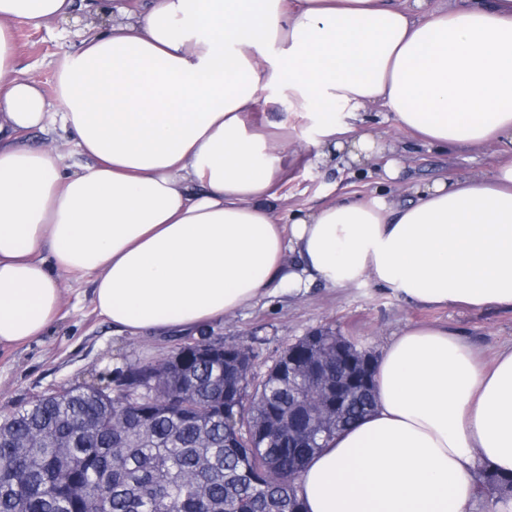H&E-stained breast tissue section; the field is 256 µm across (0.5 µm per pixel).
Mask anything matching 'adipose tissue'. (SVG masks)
I'll list each match as a JSON object with an SVG mask.
<instances>
[{
    "label": "adipose tissue",
    "instance_id": "obj_1",
    "mask_svg": "<svg viewBox=\"0 0 512 512\" xmlns=\"http://www.w3.org/2000/svg\"><path fill=\"white\" fill-rule=\"evenodd\" d=\"M85 7L114 22L65 52L50 112L15 64L13 25L67 17L74 0H0V345L48 332L65 275L90 277L95 311L133 333L209 330L278 279L367 278L423 307L512 308V157L398 208L344 199L285 226L288 143L258 114L264 89L287 87L289 109L314 111L320 163L385 152L336 122L374 107L432 145L512 149V0ZM33 130L63 134L80 163L29 145ZM374 384L373 412L301 471L305 512H471L479 473L512 477V346L487 366L447 328L407 327Z\"/></svg>",
    "mask_w": 512,
    "mask_h": 512
}]
</instances>
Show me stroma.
I'll list each match as a JSON object with an SVG mask.
<instances>
[{
	"label": "stroma",
	"mask_w": 512,
	"mask_h": 512,
	"mask_svg": "<svg viewBox=\"0 0 512 512\" xmlns=\"http://www.w3.org/2000/svg\"><path fill=\"white\" fill-rule=\"evenodd\" d=\"M87 20L83 0H76L68 18L54 19L37 28L25 23L14 26L16 62L39 83L51 111L60 109L56 98L59 59L86 34ZM266 110L271 119L285 121L289 150L310 146L314 138L311 119L289 112L288 100L280 89L271 90ZM338 120L358 132L367 128L378 131L386 143L384 157L360 168L341 159L327 167L311 166L303 159L290 162L275 208L280 221H287L297 211L347 198L381 195L389 205L402 206L415 200L416 188L425 183L462 173H491L503 151L499 145L441 148L428 144L396 130L387 113L374 108L363 112L361 120L353 121L343 114ZM388 157L400 161L393 179L387 178L382 169ZM63 288V308L46 335L0 347V416L53 390L109 384L127 364L160 358L183 340L179 334L134 337L117 330L94 312L87 281L67 279ZM409 325L453 330L487 358L512 345L511 308L419 307L369 280L345 288L312 285L301 291L282 285L255 305L212 326L211 332L252 347L254 372L261 377L288 344L316 329L333 328L377 353L392 335Z\"/></svg>",
	"instance_id": "1"
}]
</instances>
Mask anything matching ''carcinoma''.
<instances>
[{
  "label": "carcinoma",
  "instance_id": "obj_1",
  "mask_svg": "<svg viewBox=\"0 0 512 512\" xmlns=\"http://www.w3.org/2000/svg\"><path fill=\"white\" fill-rule=\"evenodd\" d=\"M339 340L358 347L326 328L318 349ZM226 392L240 396L229 420ZM299 403L277 366L259 380L221 355L164 370L132 364L111 386L38 396L0 418V512H88L99 500L110 512H292L305 461L368 415L375 394H350L336 425L300 445L286 425ZM273 470L283 479H267ZM478 488L490 500L512 480L485 473Z\"/></svg>",
  "mask_w": 512,
  "mask_h": 512
}]
</instances>
